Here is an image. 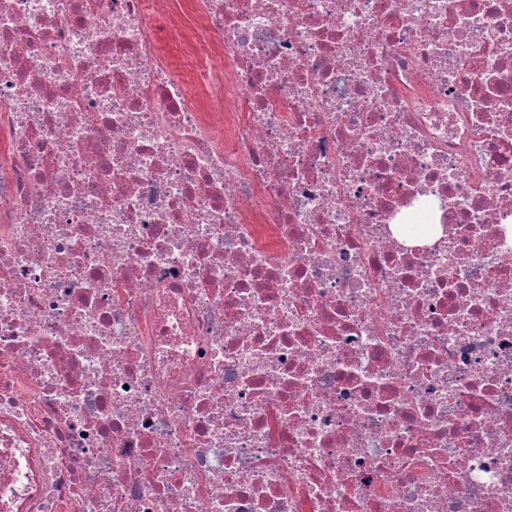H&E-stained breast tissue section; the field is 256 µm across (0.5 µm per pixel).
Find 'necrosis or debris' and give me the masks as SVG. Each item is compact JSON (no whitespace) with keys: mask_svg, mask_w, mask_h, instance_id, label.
Returning a JSON list of instances; mask_svg holds the SVG:
<instances>
[{"mask_svg":"<svg viewBox=\"0 0 512 512\" xmlns=\"http://www.w3.org/2000/svg\"><path fill=\"white\" fill-rule=\"evenodd\" d=\"M510 237L512 0H0V512H512Z\"/></svg>","mask_w":512,"mask_h":512,"instance_id":"obj_1","label":"necrosis or debris"}]
</instances>
